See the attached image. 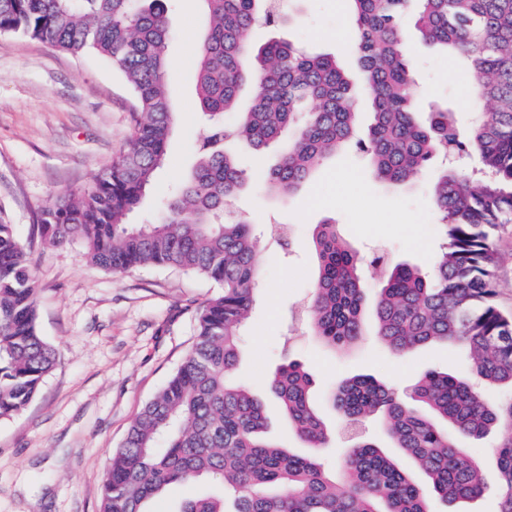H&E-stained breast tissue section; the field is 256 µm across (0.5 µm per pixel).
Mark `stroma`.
<instances>
[{
	"mask_svg": "<svg viewBox=\"0 0 512 512\" xmlns=\"http://www.w3.org/2000/svg\"><path fill=\"white\" fill-rule=\"evenodd\" d=\"M168 20L174 61L168 89L177 122L167 162L131 217L139 224L162 214L204 139L196 95V49L206 25L200 0H169ZM350 26L341 0H303L294 24L256 28L252 39L297 42L310 53L335 55L352 72L353 46L339 37ZM408 56L418 110L448 106L460 128H468L475 104L464 68L417 39ZM134 124L133 95L110 61L0 34V218L29 250L37 329L56 356L36 397L17 416L0 419V512H100L101 481L113 451L189 352L200 307L218 290L214 281L176 267L105 271L87 260L77 241L40 244L38 212L61 191L87 188L126 150ZM437 170L430 165L411 183L393 186L377 179L366 154L352 146L326 160L296 195L274 199L253 187L226 213L260 232L263 255L262 290L233 376L265 398L270 436L299 452L303 446L269 399L267 384L285 358L304 364L335 436L322 452L329 468H337L346 448L341 416L327 400L342 381L369 374L405 392L431 370L470 376L460 351L444 344L404 354L385 349L371 315L364 339L336 354L295 321L316 279L312 234L322 220H333L360 256L367 299H374L386 274L371 263L377 252L431 270L441 244L431 195ZM495 240L496 303L512 315V223Z\"/></svg>",
	"mask_w": 512,
	"mask_h": 512,
	"instance_id": "1",
	"label": "stroma"
}]
</instances>
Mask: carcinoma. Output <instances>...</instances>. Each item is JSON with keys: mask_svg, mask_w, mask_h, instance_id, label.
I'll return each instance as SVG.
<instances>
[{"mask_svg": "<svg viewBox=\"0 0 512 512\" xmlns=\"http://www.w3.org/2000/svg\"><path fill=\"white\" fill-rule=\"evenodd\" d=\"M208 27L198 52L199 106L209 134L188 179L171 196L165 218L132 224L167 161L175 115L167 94L172 68L165 0H0V29L38 39L74 56L112 61L135 100L128 148L79 194L56 195L38 215L43 242L82 241L88 259L124 272L178 267L221 286L199 313L191 351L136 415L112 456L100 488L101 512H151L169 486L209 478L220 495L185 500L176 512H436L432 498L452 504L484 491L477 464L458 436L493 430L497 459L494 512H512V316L495 304L492 232L512 219V0H346L355 54L365 76L373 123L358 133L356 89L336 57L313 55L290 41L257 45L258 26L278 27L302 0H201ZM411 18L422 39L469 67L473 95L491 116L463 135L454 113L422 117L413 98L407 49ZM253 86L246 108L245 84ZM235 123L224 126V115ZM240 138L257 150L278 147L266 188L298 190L330 154L363 148L376 178L402 184L429 163L444 166L432 185L444 242L428 274L391 267L377 290L378 342L405 353L434 342L454 344L476 378L508 393L487 396L447 372L429 371L410 398L371 375L341 383L330 395L345 424L357 429L336 480L320 457L281 448L267 434L263 400L233 380L241 330L260 288V241L250 225L224 210L252 183L226 149ZM318 277L306 307L314 336L344 349L364 336L361 258L324 221L313 235ZM38 290L13 225L0 222V419L20 413L55 362L36 325ZM313 380L298 361L280 365L268 391L289 425L314 450L330 433L312 400ZM380 420L395 447L427 478L421 488L369 435Z\"/></svg>", "mask_w": 512, "mask_h": 512, "instance_id": "obj_1", "label": "carcinoma"}]
</instances>
